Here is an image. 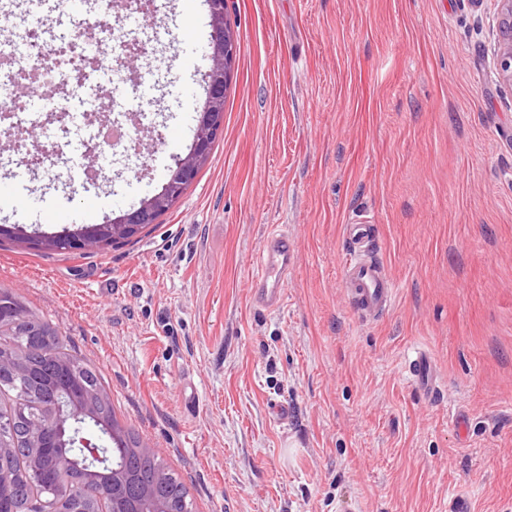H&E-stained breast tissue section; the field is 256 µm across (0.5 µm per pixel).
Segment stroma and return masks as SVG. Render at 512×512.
Here are the masks:
<instances>
[{"mask_svg":"<svg viewBox=\"0 0 512 512\" xmlns=\"http://www.w3.org/2000/svg\"><path fill=\"white\" fill-rule=\"evenodd\" d=\"M496 0H226L238 51L224 132L158 224L132 242L44 253L0 239V289L48 320L98 372L118 425L185 485L194 512H512V86L493 69ZM154 82L130 105L139 155L70 176L95 110L75 84L0 151L69 212L102 224L160 191L204 97L169 39L180 0H157ZM111 198L88 215L86 199ZM374 225L395 286L360 320L341 276L345 226ZM272 230L296 255L283 305L250 299ZM424 351L431 396L407 376ZM288 409L287 424L275 417Z\"/></svg>","mask_w":512,"mask_h":512,"instance_id":"obj_1","label":"stroma"}]
</instances>
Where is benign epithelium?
I'll list each match as a JSON object with an SVG mask.
<instances>
[{"label": "benign epithelium", "instance_id": "obj_1", "mask_svg": "<svg viewBox=\"0 0 512 512\" xmlns=\"http://www.w3.org/2000/svg\"><path fill=\"white\" fill-rule=\"evenodd\" d=\"M497 43L495 48L496 70L499 78L512 83V0H497ZM210 39L202 53L205 62L203 82L207 95L199 106L193 144L185 156L175 159L170 167L165 186L169 195L191 184L199 170V162L211 154L214 140L224 128V88L229 83L232 64L237 53V35L228 24L224 0H207ZM159 195L145 197L136 208L104 224L84 226L66 231L57 239L66 241L75 249H100L112 241L122 242L137 236L142 229L154 223V217L163 204ZM103 398L93 390H69L54 395L46 404V418L52 429H59L65 436V446L81 449L87 463L102 460L99 454V434L121 442V435L107 426L99 413ZM137 512H166L154 491L147 488L142 493Z\"/></svg>", "mask_w": 512, "mask_h": 512}]
</instances>
